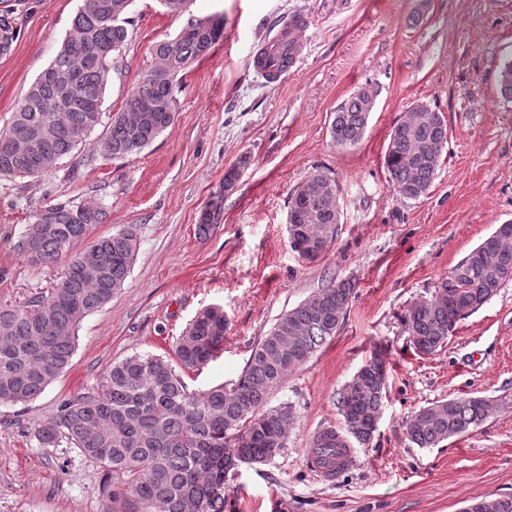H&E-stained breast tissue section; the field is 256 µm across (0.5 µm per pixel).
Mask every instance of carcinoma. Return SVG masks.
<instances>
[{
  "label": "carcinoma",
  "mask_w": 512,
  "mask_h": 512,
  "mask_svg": "<svg viewBox=\"0 0 512 512\" xmlns=\"http://www.w3.org/2000/svg\"><path fill=\"white\" fill-rule=\"evenodd\" d=\"M0 0V31L17 35L16 4ZM127 0H85L73 20L74 41H63L17 104L8 127L0 129V178L37 177L89 144L101 123L104 94L128 41L121 7ZM224 37L223 18L190 17L175 38L154 45V65L139 79L125 108L101 136L108 160L138 156L171 127L178 112L181 78ZM112 48V58L105 49ZM502 94L512 98V58L499 73ZM366 89L355 91L335 112L333 143L358 144L370 113ZM395 125L385 151V167L396 194L416 200L430 189L441 166L439 146L448 129L441 113L424 104ZM43 129L41 164L6 141L15 127ZM48 223L34 222L15 249L39 264L68 259L63 278L23 308L0 306V405L25 404L38 397L70 364L76 331L85 317L101 310L121 290L137 250L138 233L128 224L107 235L89 237L107 222L94 203L45 207ZM288 232L302 241L335 238L340 223L336 191L315 186L288 198ZM512 280V223L494 231L442 277L427 298L403 316L416 352L443 347L465 310L475 311ZM355 282L334 281L285 311L257 343L244 373L226 388L193 391L184 372H196L224 346V309L201 310L176 337L173 358L132 355L110 364L99 391L66 400L57 419L36 429L41 445L64 437L81 454L112 475V507L107 512H224L228 480L243 461L265 462L285 447L296 423L290 405L267 406L269 392L302 367L340 330L354 296ZM374 352L341 393L340 403L356 408L343 417L344 431L324 430L312 447L351 463L352 442L373 438L386 396L387 364ZM489 416L481 397L442 400L420 409L406 428L408 440L434 447L477 429ZM475 512H512V497L471 500Z\"/></svg>",
  "instance_id": "carcinoma-1"
}]
</instances>
